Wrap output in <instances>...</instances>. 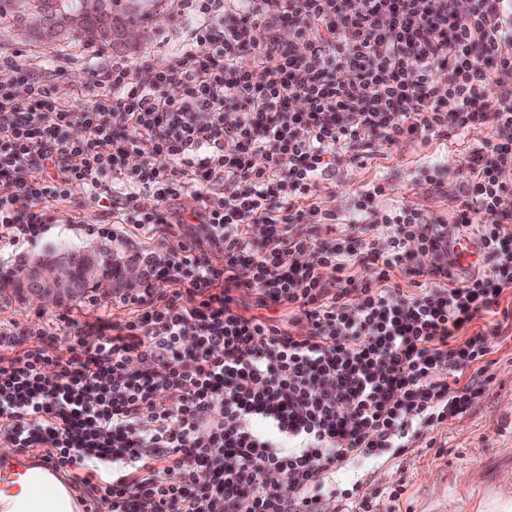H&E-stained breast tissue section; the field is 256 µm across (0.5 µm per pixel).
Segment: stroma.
I'll use <instances>...</instances> for the list:
<instances>
[{"instance_id": "35a3bbf8", "label": "stroma", "mask_w": 512, "mask_h": 512, "mask_svg": "<svg viewBox=\"0 0 512 512\" xmlns=\"http://www.w3.org/2000/svg\"><path fill=\"white\" fill-rule=\"evenodd\" d=\"M9 37L0 39V49L28 54L73 40L74 30L61 36L28 29L24 13L7 22ZM485 134L474 131L461 138H436L403 143L355 159H346L329 179L319 181L312 200L322 209L348 213L357 192L368 184L387 187V204L412 205L426 215L454 220L455 210L446 196L429 192L423 183V164L441 161L449 180L471 175V157ZM78 204L82 221L55 224L37 241L13 247L0 241V274L9 273L23 261L63 247L82 249L97 244L88 225L108 219L109 214L90 195L78 192L73 203H61L60 213ZM111 242L114 250L132 260L149 263L159 243L147 231L131 224H116ZM71 310L73 324L58 322L64 310ZM132 312L116 302L105 308L91 306L87 298L70 305H44L13 292L0 293V323L35 330L53 323L54 344L63 357H71L76 345V327L99 324L101 319L124 322ZM489 372L479 396L466 411L448 418L426 431L412 449L402 456L387 455L376 460L349 457L325 475L320 495L322 512H342L343 490H353L355 498H367L377 512H512V327L490 337ZM403 485L400 499L388 498L386 488Z\"/></svg>"}]
</instances>
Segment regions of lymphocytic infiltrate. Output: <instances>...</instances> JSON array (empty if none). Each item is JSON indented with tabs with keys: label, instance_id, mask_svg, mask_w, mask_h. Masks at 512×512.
Returning a JSON list of instances; mask_svg holds the SVG:
<instances>
[{
	"label": "lymphocytic infiltrate",
	"instance_id": "f902f5d3",
	"mask_svg": "<svg viewBox=\"0 0 512 512\" xmlns=\"http://www.w3.org/2000/svg\"><path fill=\"white\" fill-rule=\"evenodd\" d=\"M182 15L162 53L107 58L80 39L0 50L27 86L0 87V238L35 241L80 189L110 202L91 233L133 224L162 243L118 296L133 317L79 330L80 355L0 328V434L40 449L104 512H319L324 474L347 456L407 454L464 412L489 337L512 324V99L494 81L512 68V0H183ZM286 22L305 53L283 42ZM59 55L85 63L95 95L82 109L47 73ZM482 128L470 178L424 179L476 228L484 252L469 268L449 259L439 219L381 205L383 185L342 216L309 201L347 153ZM191 220L194 241L170 246ZM307 251L316 265L296 264ZM277 307L287 322L268 316Z\"/></svg>",
	"mask_w": 512,
	"mask_h": 512
}]
</instances>
